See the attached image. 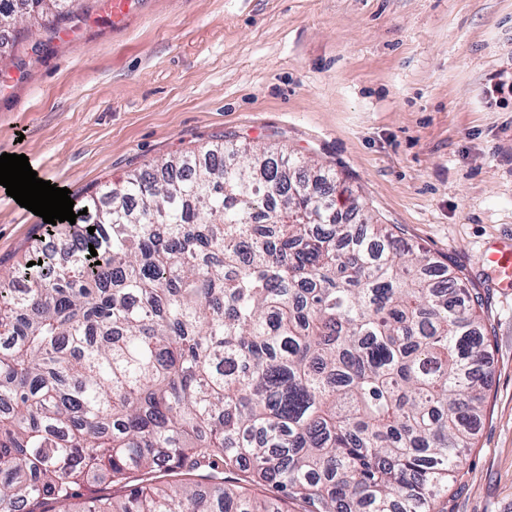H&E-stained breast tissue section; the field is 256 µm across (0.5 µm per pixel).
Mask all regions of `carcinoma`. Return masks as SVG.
<instances>
[{
    "instance_id": "carcinoma-1",
    "label": "carcinoma",
    "mask_w": 512,
    "mask_h": 512,
    "mask_svg": "<svg viewBox=\"0 0 512 512\" xmlns=\"http://www.w3.org/2000/svg\"><path fill=\"white\" fill-rule=\"evenodd\" d=\"M20 2L16 39L83 9ZM337 191L230 135L50 226L82 250L36 238L0 271V512H438L484 401L480 318Z\"/></svg>"
}]
</instances>
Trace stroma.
I'll return each mask as SVG.
<instances>
[{
  "mask_svg": "<svg viewBox=\"0 0 512 512\" xmlns=\"http://www.w3.org/2000/svg\"><path fill=\"white\" fill-rule=\"evenodd\" d=\"M106 2L0 37V154L77 203L227 133L336 172L481 297L485 410L442 506L512 512V293L480 262L512 237V0H139L119 27ZM44 228L0 187V269Z\"/></svg>",
  "mask_w": 512,
  "mask_h": 512,
  "instance_id": "stroma-1",
  "label": "stroma"
}]
</instances>
